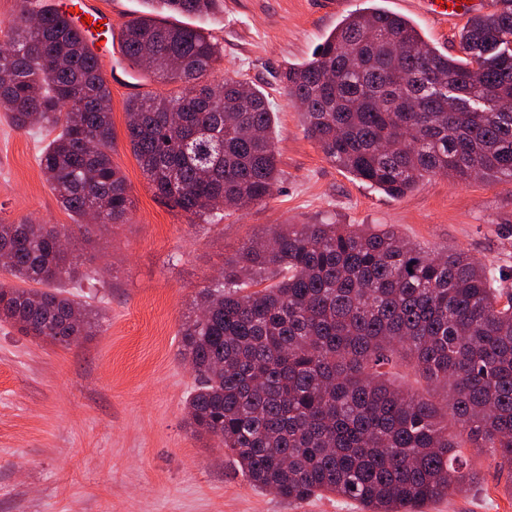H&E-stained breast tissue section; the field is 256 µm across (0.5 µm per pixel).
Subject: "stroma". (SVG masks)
Segmentation results:
<instances>
[{"mask_svg": "<svg viewBox=\"0 0 512 512\" xmlns=\"http://www.w3.org/2000/svg\"><path fill=\"white\" fill-rule=\"evenodd\" d=\"M365 0H224L208 30L223 50L218 76L257 87L275 112L281 179L271 198L194 224L151 189L126 135L125 104L170 85L134 71L118 44L97 51L112 91V163L133 199L130 221L73 239L88 279L72 298L98 309L95 335L65 347L0 323V512H360L329 495L291 501L252 487L224 450L187 424L196 381L178 353L194 297L225 258L276 224H391L430 250L460 248L512 291V183L425 178L401 197L341 171L307 137L280 80ZM440 52H459L465 17L441 24L420 0H385ZM51 136L0 116V222L75 218L58 204L39 166ZM477 480L426 512H512V471L468 449Z\"/></svg>", "mask_w": 512, "mask_h": 512, "instance_id": "obj_1", "label": "stroma"}]
</instances>
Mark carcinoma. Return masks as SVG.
Wrapping results in <instances>:
<instances>
[{
  "label": "carcinoma",
  "mask_w": 512,
  "mask_h": 512,
  "mask_svg": "<svg viewBox=\"0 0 512 512\" xmlns=\"http://www.w3.org/2000/svg\"><path fill=\"white\" fill-rule=\"evenodd\" d=\"M222 2L144 0L151 11L120 35L130 66L178 84L129 99L126 131L155 195L194 224L264 203L279 180L264 94L214 77L211 33L160 19L204 20ZM499 2L463 26L459 56L380 7L343 18L281 73L307 136L392 197L432 175L512 182V0ZM18 4L0 46V114L55 133L40 167L76 223H0V322L68 346L101 316L58 288L80 274L66 241L92 211L104 229L127 223L133 201L112 164L98 56L67 12L48 7L33 24L34 0ZM495 282L467 252L428 253L391 227L277 224L224 259L182 325L178 351L197 380L188 425L252 486L288 500L334 494L361 512H423L467 490V446L512 465V293ZM396 359L426 392L385 379Z\"/></svg>",
  "instance_id": "cac0c4a2"
}]
</instances>
